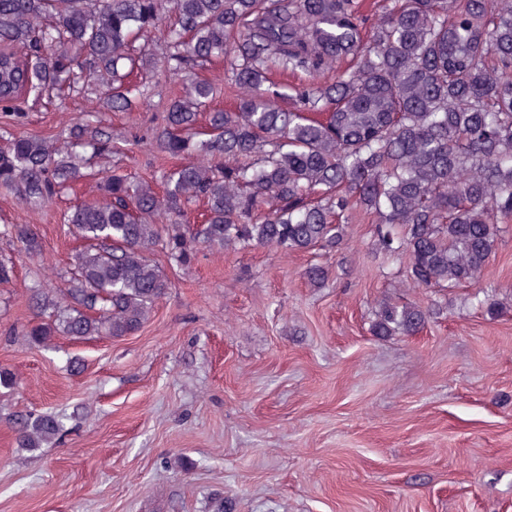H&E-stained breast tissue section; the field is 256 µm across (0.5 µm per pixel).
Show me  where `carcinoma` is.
Returning a JSON list of instances; mask_svg holds the SVG:
<instances>
[{"label":"carcinoma","instance_id":"1","mask_svg":"<svg viewBox=\"0 0 512 512\" xmlns=\"http://www.w3.org/2000/svg\"><path fill=\"white\" fill-rule=\"evenodd\" d=\"M160 61L146 44L166 14ZM224 60V88L199 76ZM160 64L182 92L154 117L150 144L190 158L156 183L111 171L105 200L63 217L83 241L59 291L32 288L43 344L138 332L169 288L151 259L160 245L188 264L193 245L243 244L286 252L337 251L344 225L364 213L379 244L408 255L426 288L473 284L512 224V0H0V113L25 98L78 87L130 112L150 89L128 77ZM226 93L233 107L212 108ZM112 136L90 121L63 145L0 134V185L37 213L88 176L77 150ZM205 220L181 222L185 207ZM0 236L30 257L33 224ZM435 309L379 305L372 331L412 336ZM18 446L59 438L57 416L15 421Z\"/></svg>","mask_w":512,"mask_h":512}]
</instances>
